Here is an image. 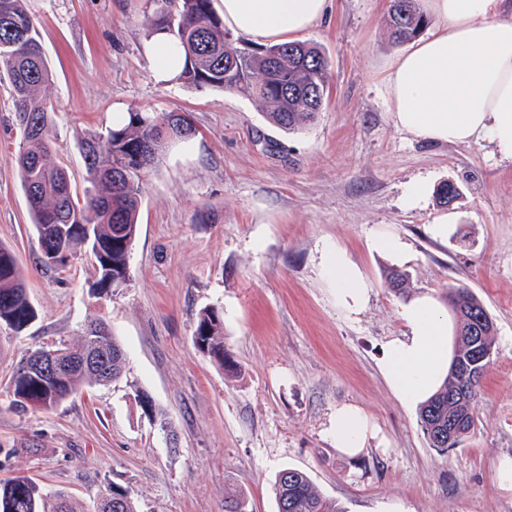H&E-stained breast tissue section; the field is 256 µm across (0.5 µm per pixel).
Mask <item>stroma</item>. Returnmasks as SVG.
<instances>
[{
    "mask_svg": "<svg viewBox=\"0 0 512 512\" xmlns=\"http://www.w3.org/2000/svg\"><path fill=\"white\" fill-rule=\"evenodd\" d=\"M390 0H329L304 33L330 62L329 97L316 122L295 132L271 125L234 92L166 85L152 77L146 0H27L52 77L54 162L77 195L90 184L85 140L131 110L184 113L195 133L170 143L147 173L126 287L99 292L87 253L62 271L37 264L15 156L21 132L13 92L0 76V244L15 254L35 319L0 324V479L25 475L84 504L106 488L140 512H224L239 491L249 512H277L278 472L305 471L345 512H512L497 480L512 458V162L486 139L440 144L396 126L383 76L403 46L385 20ZM445 181L461 195L408 207L415 181ZM447 224L436 237L432 225ZM399 238L404 256L370 247ZM339 250L362 273L368 300L349 315L322 267ZM406 270L405 294L387 288ZM470 287L497 325L477 427L447 451L429 447L418 408L389 389L385 344L407 334L408 299H444ZM224 313L229 376L193 342L199 313ZM103 319L128 360L125 380L92 386L46 410L19 409L11 377L29 352L74 343ZM148 394L177 432L169 440L141 407ZM363 409L378 430L356 457L328 428L338 405ZM37 445L36 455L25 448Z\"/></svg>",
    "mask_w": 512,
    "mask_h": 512,
    "instance_id": "1",
    "label": "stroma"
}]
</instances>
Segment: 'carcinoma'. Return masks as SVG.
<instances>
[{"mask_svg":"<svg viewBox=\"0 0 512 512\" xmlns=\"http://www.w3.org/2000/svg\"><path fill=\"white\" fill-rule=\"evenodd\" d=\"M213 0H152L156 8L146 16L149 34L163 31L184 49L181 83L237 92L266 108L272 125L291 132L313 122L325 104L329 63L320 47L301 42L271 45L259 52L237 47L224 32V21ZM419 0H391L387 28L394 44H403L427 27ZM0 72L7 75L15 105V121L22 132L16 157L30 214L38 234L37 261L63 269L84 250L94 255L98 288H116L129 279L128 261L137 232L143 180L162 149L186 140L194 129L179 112L127 113L125 120L84 141V157L91 189L84 199L74 196L66 170L51 159L53 108L39 95L51 70L39 33L25 0H0ZM388 288L399 293L409 274L392 270ZM453 316V361L441 387L419 411L420 426L430 447L440 451L458 447L477 426L476 400L493 361L497 327L483 301L470 289L450 285L446 293ZM35 318L22 273L12 251L0 245V323L23 330ZM97 332L80 336L62 348L64 373L55 378L28 369L21 359L11 385L16 405L51 409L84 387L107 385L125 369V353L107 324L94 318ZM196 348L219 366L225 364L224 316L215 307L200 312ZM144 410L170 430L163 410L147 394H137ZM278 512H343L321 495L306 472L281 470L275 480ZM138 512L128 494L108 488L94 512ZM0 512H85L68 495L44 492L26 476L0 480Z\"/></svg>","mask_w":512,"mask_h":512,"instance_id":"obj_1","label":"carcinoma"}]
</instances>
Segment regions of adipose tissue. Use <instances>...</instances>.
Instances as JSON below:
<instances>
[{"mask_svg": "<svg viewBox=\"0 0 512 512\" xmlns=\"http://www.w3.org/2000/svg\"><path fill=\"white\" fill-rule=\"evenodd\" d=\"M432 30L387 71L389 110L398 127L421 141L468 144L490 137L512 161V0H425ZM226 29L256 42L287 41L311 29L327 13L328 0H221ZM152 76L175 82L184 52L162 32L149 39ZM336 269L340 305L360 313L366 283L343 255L325 252ZM409 332L386 343L382 373L392 393L417 406L440 387L451 362L448 316L428 294L403 306ZM337 449L354 456L377 431L358 406H338L330 425Z\"/></svg>", "mask_w": 512, "mask_h": 512, "instance_id": "adipose-tissue-1", "label": "adipose tissue"}]
</instances>
